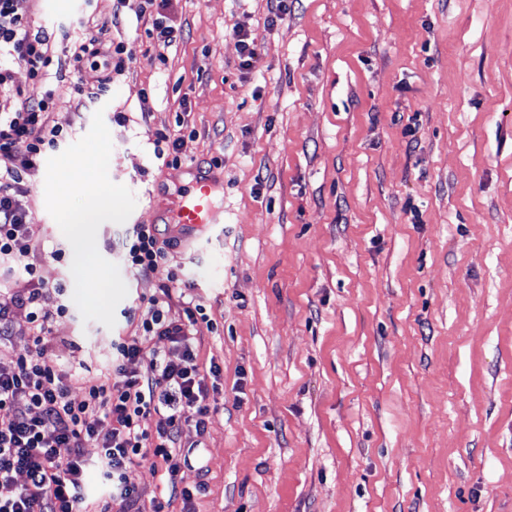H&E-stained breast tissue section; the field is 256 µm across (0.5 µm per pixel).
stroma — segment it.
Masks as SVG:
<instances>
[{"label": "stroma", "mask_w": 512, "mask_h": 512, "mask_svg": "<svg viewBox=\"0 0 512 512\" xmlns=\"http://www.w3.org/2000/svg\"><path fill=\"white\" fill-rule=\"evenodd\" d=\"M116 0H16L53 39L51 124L75 143L103 111L109 177L136 206L97 231L155 224L197 166L224 180V221L162 226L209 323L217 411L184 428L180 486L193 512H512V0H173L113 21ZM184 38L155 60L148 31ZM135 52L112 87L65 60L86 31ZM259 56L241 64L239 36ZM123 122H116V115ZM178 135V161L154 134ZM28 178L42 276L73 284V249ZM114 327L83 321L71 294L52 326L64 372L97 377L115 342L139 340L164 274L121 268ZM129 481L163 502L149 464ZM167 20L155 19L153 22V32L156 31V48L159 49L156 58L160 62L165 61L164 51H166L172 45L178 43L182 39V29L177 27L169 18ZM162 50V52H161Z\"/></svg>", "instance_id": "obj_1"}]
</instances>
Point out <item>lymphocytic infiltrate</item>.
<instances>
[{
    "label": "lymphocytic infiltrate",
    "mask_w": 512,
    "mask_h": 512,
    "mask_svg": "<svg viewBox=\"0 0 512 512\" xmlns=\"http://www.w3.org/2000/svg\"><path fill=\"white\" fill-rule=\"evenodd\" d=\"M105 29L86 33L68 58L71 73L102 58L100 83L112 84L113 72L123 70L133 53L124 45L108 49ZM51 62V37L34 29L19 15L15 0H0V92L11 108L0 110V271L15 279L10 301L0 303V350L10 334L11 311L25 309L31 324V344L25 352L0 362V512H80L85 500V450L97 440L98 428L109 423L111 433L100 442V464L111 493L99 512H139V493L127 477L132 465L149 462L159 471L171 496L191 503L193 490L179 487L178 475L188 459L179 441L184 427L204 430L212 410L207 377H219V365L201 370L198 363V323L201 305L183 302L180 319L168 316L173 294L181 290L176 272H168L160 293L148 301L140 324L146 340L169 342L178 359L141 345L119 343L106 377L85 381V397L74 402L73 380L48 357L51 326L64 305L50 306L64 285L41 276L34 260L35 226L27 205V177L40 159L57 147L59 127L51 125L52 93L28 96L13 83L14 66H24L31 80L44 81ZM121 256L137 275L149 277L163 268L167 253L153 224L134 225L121 242ZM146 368H138L141 357ZM24 483H17V474Z\"/></svg>",
    "instance_id": "obj_1"
}]
</instances>
